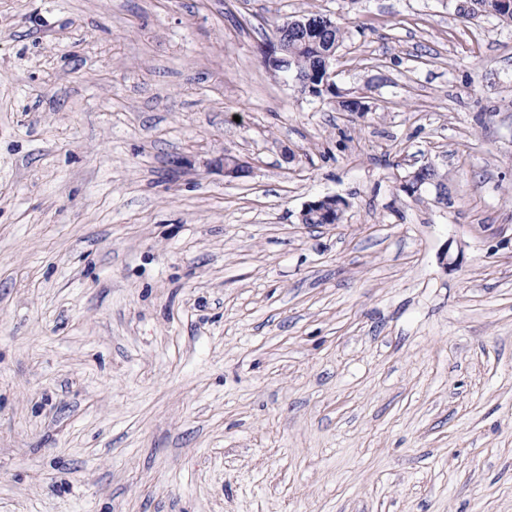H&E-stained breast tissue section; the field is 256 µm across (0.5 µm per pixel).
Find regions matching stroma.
<instances>
[{"label": "stroma", "instance_id": "35a3bbf8", "mask_svg": "<svg viewBox=\"0 0 512 512\" xmlns=\"http://www.w3.org/2000/svg\"><path fill=\"white\" fill-rule=\"evenodd\" d=\"M455 6L0 0V512H512V24ZM342 41V31L337 25H334L331 30L319 32L317 35H308L307 39L291 36L288 38V42L283 43L284 50L287 53L284 51L279 52L281 48L279 43H277L274 49L277 52L275 57L267 58L265 62L275 71L283 72L280 70L278 57L287 55L288 69H290V72L287 74H291L293 78L296 77V83L299 84L302 92H309L306 80L309 79L312 84L318 86L322 84L321 77L318 83L315 82V79L319 77L325 59L330 60L325 63L329 78V68L332 62L329 55L334 56L336 54ZM330 197L333 196H325L306 203L299 214L300 223H302V220L306 216L308 210L312 208L318 213L324 215L326 224H337L336 215L342 216L343 211L347 207V202L341 198H336V201H334Z\"/></svg>", "mask_w": 512, "mask_h": 512}]
</instances>
